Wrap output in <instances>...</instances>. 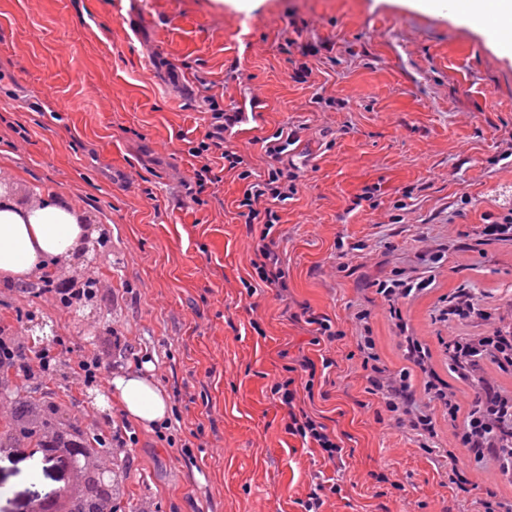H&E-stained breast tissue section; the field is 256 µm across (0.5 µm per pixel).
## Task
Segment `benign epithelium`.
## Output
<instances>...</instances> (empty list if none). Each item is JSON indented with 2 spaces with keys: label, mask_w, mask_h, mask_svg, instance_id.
Here are the masks:
<instances>
[{
  "label": "benign epithelium",
  "mask_w": 512,
  "mask_h": 512,
  "mask_svg": "<svg viewBox=\"0 0 512 512\" xmlns=\"http://www.w3.org/2000/svg\"><path fill=\"white\" fill-rule=\"evenodd\" d=\"M42 454L53 458L57 468L68 475V509L83 512H112V485L115 469L112 456L90 450L80 441L66 437L65 429L42 433Z\"/></svg>",
  "instance_id": "obj_1"
}]
</instances>
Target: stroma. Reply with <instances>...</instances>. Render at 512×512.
Masks as SVG:
<instances>
[{"mask_svg":"<svg viewBox=\"0 0 512 512\" xmlns=\"http://www.w3.org/2000/svg\"><path fill=\"white\" fill-rule=\"evenodd\" d=\"M251 105L229 140L253 175L269 167L256 138L298 131L283 163L299 178L277 207L290 300L344 333L312 407L355 453L322 512H477L489 489L512 500L489 459L470 463L471 492H452L443 453L463 451L446 421L435 454L378 422L354 355L364 310L377 352L400 367L405 323L467 403L440 341L482 325L441 321L442 299L470 289L512 324V241L476 236L512 213V57L490 29L416 0H0V178L20 200L75 203L106 242L94 275L112 283L101 318L83 323L0 280V315L29 310L49 340L97 347L108 382L73 385L66 412L88 433L126 428L112 447L126 475L115 512H303L313 474H335L288 435L270 394L280 351L316 348L274 291L246 286L244 180L225 171L196 200L184 187L211 108ZM397 271L429 286L394 319L369 283ZM144 363L169 398L162 434L126 424L110 384ZM376 472L403 491H376ZM63 484L39 457L0 461V512H31Z\"/></svg>","mask_w":512,"mask_h":512,"instance_id":"obj_1","label":"stroma"}]
</instances>
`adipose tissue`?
I'll list each match as a JSON object with an SVG mask.
<instances>
[{
    "label": "adipose tissue",
    "instance_id": "adipose-tissue-1",
    "mask_svg": "<svg viewBox=\"0 0 512 512\" xmlns=\"http://www.w3.org/2000/svg\"><path fill=\"white\" fill-rule=\"evenodd\" d=\"M87 233L74 203L49 195L23 205L0 189V278L27 282L48 265L72 261ZM112 388L128 419L147 426L166 418L167 400L146 374L116 377Z\"/></svg>",
    "mask_w": 512,
    "mask_h": 512
}]
</instances>
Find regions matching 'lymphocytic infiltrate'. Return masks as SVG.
Wrapping results in <instances>:
<instances>
[{
  "mask_svg": "<svg viewBox=\"0 0 512 512\" xmlns=\"http://www.w3.org/2000/svg\"><path fill=\"white\" fill-rule=\"evenodd\" d=\"M239 121L240 115L236 112L212 113L203 139L189 149V156L198 161L193 171L195 191L203 193L221 182L220 173L214 170L216 161L222 160L229 168L240 169L241 179L247 182L241 204L246 209L247 232L255 242L251 265L260 282L274 289L277 298L284 301L288 298V276L276 249L281 220L276 207L287 199V185L295 181L297 175L283 171L280 162L299 137L296 132L281 131L262 138L264 153L274 165L263 180L253 182L249 171L242 168L243 156L225 138L226 132ZM356 348L361 358L365 391L379 401L377 418L392 422L416 438L421 449H428L430 440L438 435L437 421L432 410L418 405L413 383L414 371L425 367L426 348L417 338L406 337L402 350L404 365L396 371L382 361L370 334L357 336ZM63 355L68 358L69 379L84 384L104 383L99 357L85 348L75 346L63 353L31 343L22 336L19 327L0 325V364L12 369L19 382L54 381L58 360ZM482 357L512 366V332L496 327L484 336L449 337L448 358L456 365L457 378L478 383L469 411H462L454 393L448 392L437 378L425 382L424 392L450 421L456 422L454 436L468 457L478 462L494 458L502 474L512 477V397L502 394L492 377L477 375L478 360ZM333 364V359L327 356L318 362L305 354L292 357L285 367V375L273 382L270 393L284 411L287 433L300 438L303 447L318 451L323 461L340 470L345 468L353 451L344 447L342 435L309 410L304 398L314 387L317 368L328 369Z\"/></svg>",
  "mask_w": 512,
  "mask_h": 512,
  "instance_id": "f902f5d3",
  "label": "lymphocytic infiltrate"
}]
</instances>
